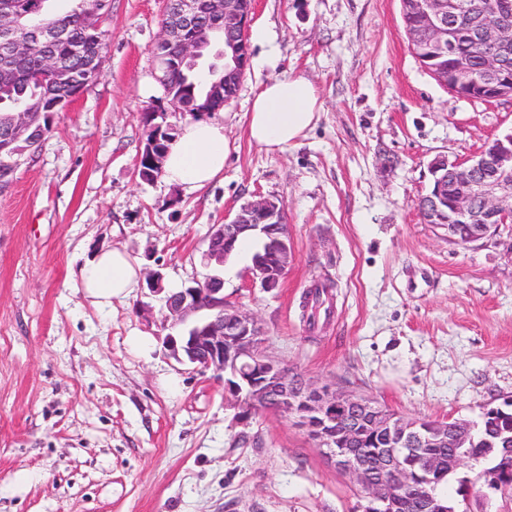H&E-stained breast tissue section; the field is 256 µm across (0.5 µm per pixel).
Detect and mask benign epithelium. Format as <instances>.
<instances>
[{
	"instance_id": "7a95c632",
	"label": "benign epithelium",
	"mask_w": 512,
	"mask_h": 512,
	"mask_svg": "<svg viewBox=\"0 0 512 512\" xmlns=\"http://www.w3.org/2000/svg\"><path fill=\"white\" fill-rule=\"evenodd\" d=\"M163 32L159 43L174 53L159 58L161 72L188 59L201 63L204 44L195 38L201 12L214 21L210 48L224 60L223 82L213 90L206 111L219 112L239 89L250 57L247 31L254 0H165ZM412 17L407 27L411 40L428 47L431 61H446L436 67V80L459 96L472 97L466 81L471 58L460 46L454 20L461 12L455 0H401ZM40 0H8L0 4V54L11 60L26 59L39 41L49 48L67 41L68 27L59 19L41 17ZM478 44L491 45L495 53L486 57L483 90L489 101L512 98V70L504 57L512 52V18L491 0L478 8ZM75 75L60 67L55 53L47 50L32 79L43 86L71 83ZM166 110L151 105L140 114L149 139L139 160L163 170L162 141L169 139ZM43 112L37 106L12 114L7 140L0 145V161L18 169L24 145L33 141V127L41 125ZM431 184L420 197L425 223L448 230V240L470 246L500 226L512 224V132L495 138L488 149L453 161L438 155L428 165ZM259 240V250L247 270L248 278L264 290L277 288L292 257L284 204L274 197H260L243 205L231 219L215 224L209 236L207 257L219 263L232 253L239 237ZM148 288L163 295L170 327H181L178 335L165 336L163 344L178 360H187L224 378V391L233 396L244 412L274 411L295 419L316 442L337 471L350 476L362 489L367 504L386 509L403 497L414 512H448L429 489L430 475L447 467L459 468L470 457L458 453L452 463L421 449L463 448L474 424L465 420L434 421L422 425L380 406L373 399L331 386L317 387L302 374L273 360L261 350L263 330L257 319L224 299L222 281L210 277L176 293L167 292L162 276L147 275ZM372 435L377 448L354 447L361 432Z\"/></svg>"
}]
</instances>
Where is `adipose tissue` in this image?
<instances>
[{
  "label": "adipose tissue",
  "mask_w": 512,
  "mask_h": 512,
  "mask_svg": "<svg viewBox=\"0 0 512 512\" xmlns=\"http://www.w3.org/2000/svg\"><path fill=\"white\" fill-rule=\"evenodd\" d=\"M323 107L319 90L309 78L302 75L271 78L253 94L246 114L248 137L268 151L285 149L315 124ZM231 150L222 123L197 119L186 125L178 140L172 143L164 160L163 178L184 192L201 191L223 173ZM140 273L135 259L112 248L83 261L73 277L95 304L108 307L130 295L139 283Z\"/></svg>",
  "instance_id": "obj_1"
}]
</instances>
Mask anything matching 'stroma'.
<instances>
[{"instance_id":"35a3bbf8","label":"stroma","mask_w":512,"mask_h":512,"mask_svg":"<svg viewBox=\"0 0 512 512\" xmlns=\"http://www.w3.org/2000/svg\"><path fill=\"white\" fill-rule=\"evenodd\" d=\"M163 0H112L103 73L57 112L41 150L0 193V512H361L363 494L288 415H243L212 372L164 348L157 296L138 284L107 308L71 272L102 248L166 288L218 276L254 314L264 353L316 385L406 418L478 420L512 397V228L476 245L424 223L438 155L463 159L512 131V100L466 99L415 57L400 0H256L250 60L214 118L233 149L206 189L134 173L138 114L165 101L154 48ZM303 75L324 109L267 152L245 112L262 82ZM283 201L293 256L279 288L252 284L250 249L207 262L213 225L258 197ZM331 283L329 319L306 292ZM141 336L144 349L128 337ZM485 462L460 479L472 512H512Z\"/></svg>"}]
</instances>
